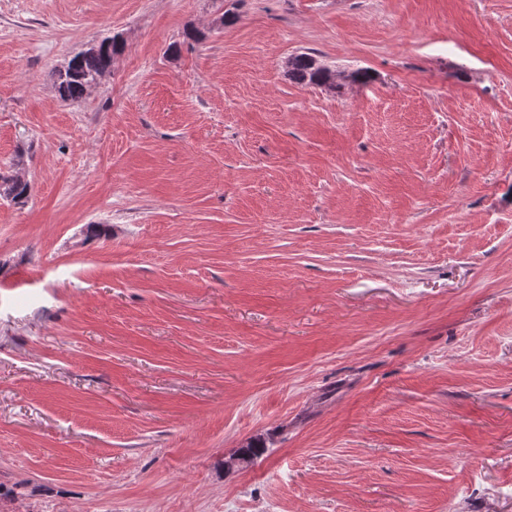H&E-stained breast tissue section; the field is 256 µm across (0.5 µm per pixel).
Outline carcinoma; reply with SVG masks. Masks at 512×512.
Returning a JSON list of instances; mask_svg holds the SVG:
<instances>
[{
	"label": "carcinoma",
	"instance_id": "cac0c4a2",
	"mask_svg": "<svg viewBox=\"0 0 512 512\" xmlns=\"http://www.w3.org/2000/svg\"><path fill=\"white\" fill-rule=\"evenodd\" d=\"M121 51L120 42L104 38L99 43L75 54L64 69L51 73L53 83L65 101H77L90 88V84L111 71L114 57ZM288 75L305 86L336 88V76L318 63L310 53L296 54L288 60ZM30 185L19 177L0 180V196L15 201L29 195Z\"/></svg>",
	"mask_w": 512,
	"mask_h": 512
}]
</instances>
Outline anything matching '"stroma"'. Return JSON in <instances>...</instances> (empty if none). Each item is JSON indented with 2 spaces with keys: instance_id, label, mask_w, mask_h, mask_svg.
<instances>
[{
  "instance_id": "obj_1",
  "label": "stroma",
  "mask_w": 512,
  "mask_h": 512,
  "mask_svg": "<svg viewBox=\"0 0 512 512\" xmlns=\"http://www.w3.org/2000/svg\"><path fill=\"white\" fill-rule=\"evenodd\" d=\"M0 176V512H512V0H0ZM104 38L96 45L78 52L68 62L65 69L51 73L53 83L65 101H78L90 88V84L98 81L111 71L114 57L121 51L120 42L112 37ZM288 75L296 83L336 89V76L327 67L318 63L312 53H299L288 60Z\"/></svg>"
}]
</instances>
